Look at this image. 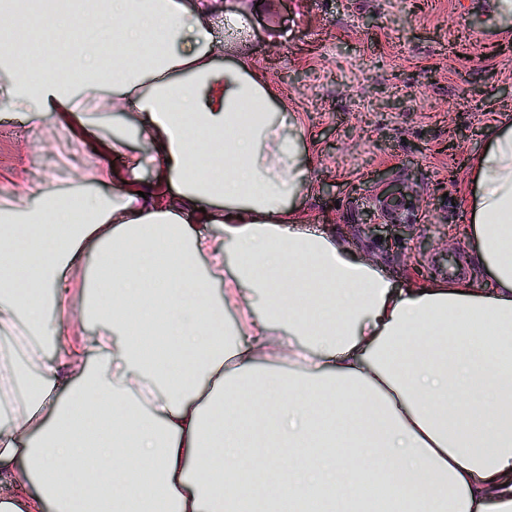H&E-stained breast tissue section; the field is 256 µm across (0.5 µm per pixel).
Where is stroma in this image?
<instances>
[{
    "instance_id": "obj_1",
    "label": "stroma",
    "mask_w": 512,
    "mask_h": 512,
    "mask_svg": "<svg viewBox=\"0 0 512 512\" xmlns=\"http://www.w3.org/2000/svg\"><path fill=\"white\" fill-rule=\"evenodd\" d=\"M250 29L224 38V3L211 16L216 58L243 57L287 102L312 184L293 206L301 223L339 237L404 284L438 282L431 260L458 254L477 286L468 235L471 168L489 131L512 121V16L487 0H242ZM86 155L55 125L33 130L0 109V200L15 181L99 194L80 183ZM397 182L419 218L400 238L370 232L366 197Z\"/></svg>"
}]
</instances>
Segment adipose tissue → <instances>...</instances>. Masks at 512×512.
I'll return each instance as SVG.
<instances>
[{
	"label": "adipose tissue",
	"instance_id": "ef3b65f1",
	"mask_svg": "<svg viewBox=\"0 0 512 512\" xmlns=\"http://www.w3.org/2000/svg\"><path fill=\"white\" fill-rule=\"evenodd\" d=\"M210 11L99 0L59 75L24 41L0 50L10 111L130 174L110 194L33 187L0 207V330L31 340L0 342V481L18 489L0 512H279L320 496L352 512L373 479L397 512H512V123L472 167L492 289L396 285L298 221L301 138L251 62L216 63ZM21 13L66 32L79 17L70 0H23L0 32ZM84 94L136 113L144 149L78 117ZM149 162L167 189L147 199ZM80 271L78 313L102 320L89 338L45 311L76 300Z\"/></svg>",
	"mask_w": 512,
	"mask_h": 512
}]
</instances>
